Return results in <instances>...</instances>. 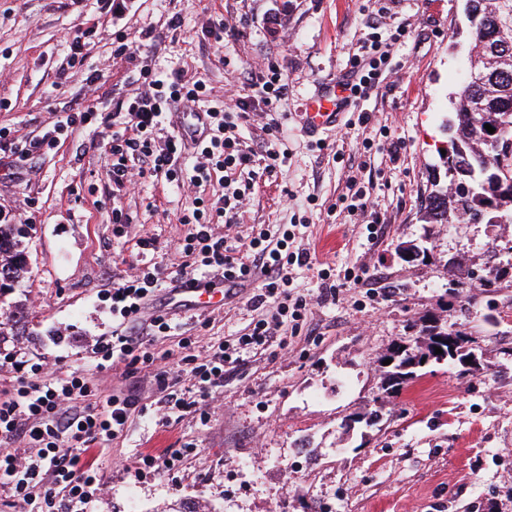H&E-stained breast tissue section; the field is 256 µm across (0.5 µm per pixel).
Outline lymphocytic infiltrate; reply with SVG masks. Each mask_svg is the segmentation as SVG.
<instances>
[{
	"mask_svg": "<svg viewBox=\"0 0 512 512\" xmlns=\"http://www.w3.org/2000/svg\"><path fill=\"white\" fill-rule=\"evenodd\" d=\"M139 80L135 93L100 115L101 126L111 132L108 175L121 190L136 179L159 173L177 186L195 188L211 182L217 172L236 177L237 188L222 190L208 204L194 198L193 209L183 214L181 221L187 224L188 233L180 274L219 273L231 288L261 278L262 291L253 305L265 314L239 342L266 348L282 327L289 303L301 308L307 305L305 297L290 298L287 286L291 267L312 265V255L305 247L289 251L285 240L265 231L251 237L249 243L232 246L222 229L232 226L244 189L252 184L256 163L264 162L270 170L280 158L273 148L263 157H255L244 133L260 114L267 118L266 130H278L276 112L288 96V83L273 66L250 67L249 94L239 97L231 111L209 108L210 132L197 141L193 173L185 179L181 160L186 145L180 134L165 131L163 124L171 112L200 110L207 86L178 72L160 77L146 67H140ZM164 276L161 267L141 264L113 288L112 313L121 322L111 335L99 337L92 346L91 370L66 374L36 363L29 373L14 376L9 388L0 392V488L23 502L28 512H84L105 485L94 448L118 438L132 414L146 412L137 384L104 396L96 383L97 374L120 364L130 375L138 365L155 366L158 390L178 384L185 390L184 396L168 407L176 413L190 411L207 399L223 382L225 372L237 367V359L222 348L201 358L189 354L191 340L187 337L181 343L185 355L169 352L157 360L148 354L136 316ZM18 441L30 447V455L15 453L12 445Z\"/></svg>",
	"mask_w": 512,
	"mask_h": 512,
	"instance_id": "1",
	"label": "lymphocytic infiltrate"
}]
</instances>
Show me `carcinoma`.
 <instances>
[{"label":"carcinoma","mask_w":512,"mask_h":512,"mask_svg":"<svg viewBox=\"0 0 512 512\" xmlns=\"http://www.w3.org/2000/svg\"><path fill=\"white\" fill-rule=\"evenodd\" d=\"M465 15L474 46L485 53L497 49L501 60L490 66L486 81L467 77L457 93L454 119L448 125L451 153L445 160L452 190H433L425 209L431 224H450L462 216L472 224H511L512 0H466ZM486 124L494 133L484 128ZM20 236L17 225L0 224V277L7 272L16 283L29 272ZM448 265L458 273L455 294L475 281L482 288H499L512 270V262L492 265L478 275L459 259ZM441 336L448 337L447 361L458 362L459 375L472 372L460 362L469 357L480 362L482 347L477 338L429 314L422 318L416 340L398 350L395 363L383 366V397H398L418 378L419 368L404 370L403 365L424 357L438 361L435 347Z\"/></svg>","instance_id":"obj_1"}]
</instances>
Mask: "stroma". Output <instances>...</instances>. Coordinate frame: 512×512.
<instances>
[{"instance_id":"1","label":"stroma","mask_w":512,"mask_h":512,"mask_svg":"<svg viewBox=\"0 0 512 512\" xmlns=\"http://www.w3.org/2000/svg\"><path fill=\"white\" fill-rule=\"evenodd\" d=\"M118 14L100 0H0V127L17 146L52 130L81 106L108 112L132 90L115 37L143 42L156 71L204 80L212 106L234 108L246 67L273 65L288 81L271 139L263 119L246 142L256 154H286L259 171L229 231L233 245L261 227L293 230L290 249L316 248L310 267H293L291 296L309 297L286 322V347L239 345L260 318L254 281L203 314H177L180 336L151 337L154 355L191 337L193 354L229 344L240 366L207 401L208 418L169 422L134 414L100 456L108 490L87 512H169L181 499L218 512H512V287L477 294L467 313L450 303L448 261L479 272L512 261L511 224H430L424 198L447 184L451 99L470 63L464 0H123ZM179 17L180 28L169 27ZM224 22L223 41L206 24ZM97 24L87 61L101 76L90 97L82 72L67 68L70 32ZM388 50L377 88L349 101L336 130L311 136L298 112L316 84L351 70L361 46ZM369 113L361 123L360 113ZM403 147L391 159L392 141ZM107 137L96 123L64 130L56 149L27 157L0 151V213L24 225L30 273L0 291V364L27 361L73 372L96 339L112 330V290L145 260L177 275L180 219L193 190L143 179L113 192ZM364 192L378 213L368 223L349 209ZM128 222H112L113 209ZM149 237L153 249L140 252ZM429 313L464 324L483 348L486 369L461 376L429 363L392 401H381L379 360L411 339ZM381 409L374 426L344 429L353 414ZM313 448L298 467V445ZM186 453L175 469L142 471L141 454L171 444Z\"/></svg>"}]
</instances>
